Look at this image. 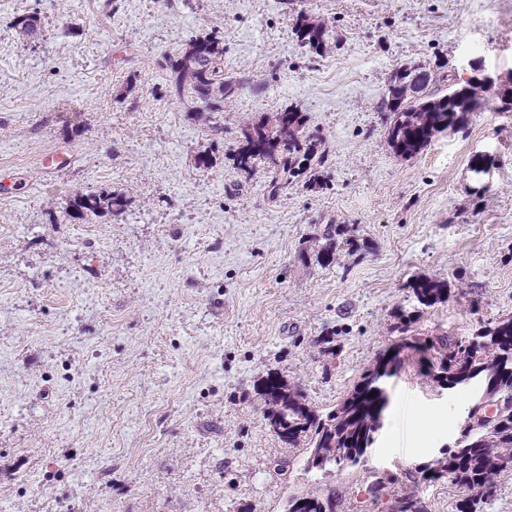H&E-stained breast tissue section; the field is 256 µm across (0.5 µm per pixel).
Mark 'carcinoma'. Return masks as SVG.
Returning a JSON list of instances; mask_svg holds the SVG:
<instances>
[{"mask_svg":"<svg viewBox=\"0 0 512 512\" xmlns=\"http://www.w3.org/2000/svg\"><path fill=\"white\" fill-rule=\"evenodd\" d=\"M11 26L31 42L39 38L43 29L36 13L15 16ZM293 31L302 47L316 55L333 37L331 27L312 21L301 12L293 17ZM164 66L170 93L188 105L189 114L193 112L189 107L193 101L211 112H222L224 100L241 89L239 82L224 78V34L218 29L190 39L179 56L164 60ZM420 73L423 79L418 97L409 100L395 96ZM431 82L429 72H420L418 66L400 65L388 74L389 93L383 96L379 110L384 115L387 144L400 157L420 154L437 135L450 128L466 129L472 118L485 109L490 97V88L477 75L446 91ZM322 144L319 130L307 126L306 115L290 108L278 113L272 122L260 119L246 123L238 136L234 157L237 168L246 173L259 163L267 167L271 173L267 196L275 199L288 193L308 166L325 165ZM126 204L123 194L102 188L69 199L67 215H114ZM335 236L336 226L326 225L320 234L326 245L317 252L318 263L329 264L335 259ZM409 288L424 308L448 301V285L442 281L418 278ZM411 324L410 317L400 318L399 344L419 354L421 374L428 383L453 390L467 385V379L476 378L488 395L500 401L492 421L476 429L460 428V437L446 456L422 471L426 482L446 477L452 485L468 492L458 512H473L475 499L493 496L498 478L512 473V316L490 320L473 336L452 344L441 337L422 341L410 336ZM401 363L398 351L380 353L352 390L328 410L313 405L299 385L271 371L258 380L254 392L274 435L291 448H305L307 468L322 474L336 472L365 462L380 430V416L390 403L388 389L378 385L375 377L389 365L398 372ZM288 512H336V495L291 498ZM391 512L425 509L415 495L403 493L393 499Z\"/></svg>","mask_w":512,"mask_h":512,"instance_id":"obj_1","label":"carcinoma"}]
</instances>
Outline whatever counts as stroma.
<instances>
[{
  "mask_svg": "<svg viewBox=\"0 0 512 512\" xmlns=\"http://www.w3.org/2000/svg\"><path fill=\"white\" fill-rule=\"evenodd\" d=\"M296 10L333 26L322 54L297 42ZM33 12L30 46L9 22ZM214 28L243 87L189 117L161 64ZM475 60L512 81V0H0V180L17 184L0 193V504L286 512L332 488L336 512H390L395 492L457 512L462 490L420 473L458 438L470 391L438 392L407 359L365 463L325 477L270 431L254 386L275 371L329 408L400 313L452 342L512 315V112L490 101L405 159L378 111L396 64L445 89ZM288 108L323 134L329 185L270 200L266 170L244 174L232 154L241 125ZM101 188L125 212L67 215ZM328 224L341 233L321 266ZM419 277L447 283V302L420 308ZM322 337L335 357L313 348ZM380 476L392 493L374 492Z\"/></svg>",
  "mask_w": 512,
  "mask_h": 512,
  "instance_id": "35a3bbf8",
  "label": "stroma"
}]
</instances>
